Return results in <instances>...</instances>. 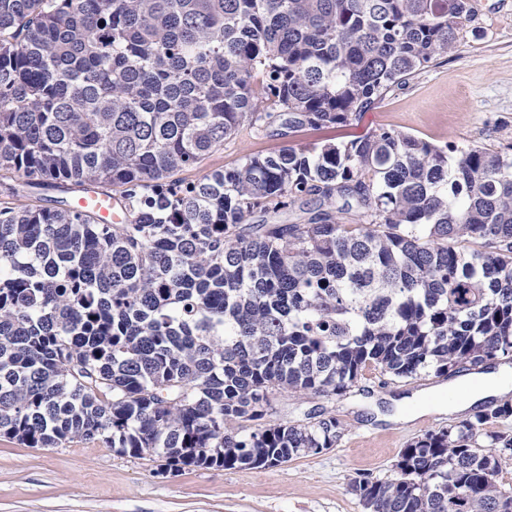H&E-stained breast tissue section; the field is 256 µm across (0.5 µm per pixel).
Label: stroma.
Here are the masks:
<instances>
[{
  "label": "stroma",
  "instance_id": "1",
  "mask_svg": "<svg viewBox=\"0 0 512 512\" xmlns=\"http://www.w3.org/2000/svg\"><path fill=\"white\" fill-rule=\"evenodd\" d=\"M475 19L453 52L387 92L376 107L333 131L283 138L275 127L241 126L197 167L191 182L238 165L245 156L328 137L352 140L392 129L442 146L471 144L512 153V0H472ZM445 378L392 380L365 369L345 395L274 394L269 419L304 424L327 412L343 430L335 447L275 467L190 469L155 476L149 459L117 455L101 441L27 448L0 440V512H365L355 478L391 476L401 450L429 431L457 424L456 413L420 410L446 403Z\"/></svg>",
  "mask_w": 512,
  "mask_h": 512
}]
</instances>
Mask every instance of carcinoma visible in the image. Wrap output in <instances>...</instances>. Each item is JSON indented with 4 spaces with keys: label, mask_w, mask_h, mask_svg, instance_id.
Here are the masks:
<instances>
[{
    "label": "carcinoma",
    "mask_w": 512,
    "mask_h": 512,
    "mask_svg": "<svg viewBox=\"0 0 512 512\" xmlns=\"http://www.w3.org/2000/svg\"><path fill=\"white\" fill-rule=\"evenodd\" d=\"M471 0H0V439L103 440L155 474L274 467L341 437L264 418L276 392L343 395L512 362V155L380 129L283 146L195 182L244 124L344 126L451 52ZM307 197L302 222L267 224ZM512 404L403 448L351 491L368 512H512L495 479ZM78 206L81 209L92 210L99 215L100 219L105 220L111 217L113 204L107 195L95 190L81 196L78 200Z\"/></svg>",
    "instance_id": "obj_1"
}]
</instances>
